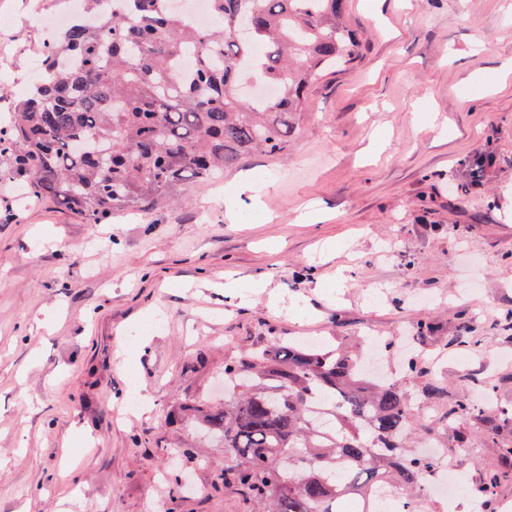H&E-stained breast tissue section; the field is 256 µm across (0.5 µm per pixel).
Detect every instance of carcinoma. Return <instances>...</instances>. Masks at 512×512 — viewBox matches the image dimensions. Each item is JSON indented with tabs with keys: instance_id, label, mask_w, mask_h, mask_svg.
I'll use <instances>...</instances> for the list:
<instances>
[{
	"instance_id": "obj_1",
	"label": "carcinoma",
	"mask_w": 512,
	"mask_h": 512,
	"mask_svg": "<svg viewBox=\"0 0 512 512\" xmlns=\"http://www.w3.org/2000/svg\"><path fill=\"white\" fill-rule=\"evenodd\" d=\"M89 0L45 46L41 76L0 132V151L28 165L29 189L87 224L146 211L189 180L207 182L252 153L283 155L317 77L362 56L344 0H208L218 24L200 28L167 0ZM196 48L189 74L170 69ZM258 77L271 99L247 98ZM238 392L224 407H194L190 426L224 444L223 480L247 487L270 512H363L388 491L420 510L421 473L439 462L412 452L403 387L371 374L342 346L274 341L224 365ZM460 418L512 425L469 398ZM503 473L475 490L494 496Z\"/></svg>"
}]
</instances>
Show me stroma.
<instances>
[{
  "instance_id": "35a3bbf8",
  "label": "stroma",
  "mask_w": 512,
  "mask_h": 512,
  "mask_svg": "<svg viewBox=\"0 0 512 512\" xmlns=\"http://www.w3.org/2000/svg\"><path fill=\"white\" fill-rule=\"evenodd\" d=\"M507 2L345 0L363 59L315 82L287 154L249 155L147 214L83 223L0 154V512H266L221 483L220 445L167 418L223 404L225 364L273 340H383L413 397L410 337L443 387L424 422L448 425L461 497L501 466L512 431L448 412L487 388L491 410L512 409V74L493 80L512 55ZM65 8L0 0V117L42 56L31 14ZM249 171L266 180L240 207L262 209L235 224L224 194ZM153 322L128 356L127 328ZM135 386L152 407L129 417ZM182 478L194 492H175Z\"/></svg>"
}]
</instances>
